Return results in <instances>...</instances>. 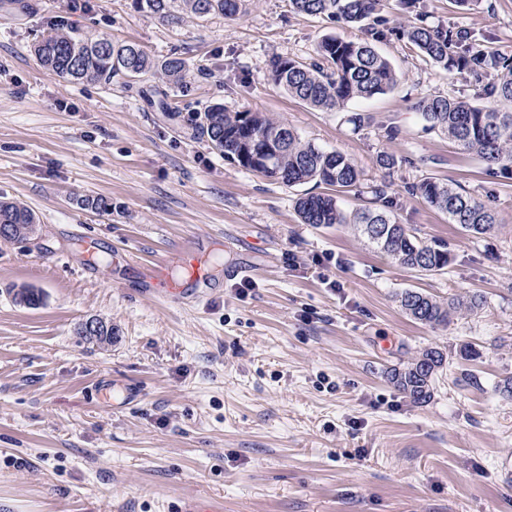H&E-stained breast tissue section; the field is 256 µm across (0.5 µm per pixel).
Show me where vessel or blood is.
I'll return each mask as SVG.
<instances>
[{
	"mask_svg": "<svg viewBox=\"0 0 512 512\" xmlns=\"http://www.w3.org/2000/svg\"><path fill=\"white\" fill-rule=\"evenodd\" d=\"M179 272L171 274L165 262H156L149 270V284L158 288L161 296L169 301L197 295L200 285L210 280L208 268L200 258L194 244L185 245L178 256Z\"/></svg>",
	"mask_w": 512,
	"mask_h": 512,
	"instance_id": "obj_1",
	"label": "vessel or blood"
}]
</instances>
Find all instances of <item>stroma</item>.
Segmentation results:
<instances>
[{
	"instance_id": "stroma-1",
	"label": "stroma",
	"mask_w": 512,
	"mask_h": 512,
	"mask_svg": "<svg viewBox=\"0 0 512 512\" xmlns=\"http://www.w3.org/2000/svg\"><path fill=\"white\" fill-rule=\"evenodd\" d=\"M30 2L21 16L0 0V198L39 219L29 242L0 239V512H184L191 501L223 512H512V398L497 389L512 375V173L423 130L416 104L512 107L395 36L378 45L393 91L331 112L295 101L273 84L272 59L308 61L323 36L365 32L288 0L203 20L162 19L133 0ZM424 4L420 17L399 0L380 12L512 55V0ZM58 16L158 60L178 53L185 76L65 80L33 51ZM212 104L268 114L352 158L362 188L343 208H391L447 241L451 264L423 275L350 225L301 223L295 202L314 183L270 181L192 137L191 119ZM355 112L373 124L354 128ZM383 151L402 158L394 172L378 165ZM427 176L491 208L500 231L466 235L411 195ZM85 196L107 211L82 208ZM87 238L98 242L91 261ZM195 240L211 250L213 288L194 302L158 298L146 269ZM21 288L41 290L43 304L16 305ZM406 288L485 304L433 329L401 309ZM91 318L111 322V344L82 335ZM428 347L446 361L431 400L416 404L388 374ZM107 380L139 398L110 406Z\"/></svg>"
}]
</instances>
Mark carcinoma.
<instances>
[{"label":"carcinoma","mask_w":512,"mask_h":512,"mask_svg":"<svg viewBox=\"0 0 512 512\" xmlns=\"http://www.w3.org/2000/svg\"><path fill=\"white\" fill-rule=\"evenodd\" d=\"M137 8L169 18L172 13L205 18L234 15L240 0H135ZM291 9L309 16H326L363 25L362 40L326 36L316 48V58L306 63L293 58L270 62L273 82L289 96L322 110L343 108L354 99L384 95L397 83L391 61L376 44L394 29L379 14V0H289ZM424 60L448 72L468 73L478 82L488 80L487 94L512 103V56L488 50L456 28L411 26L397 31ZM34 52L40 63L71 81L110 82L115 77L134 80L153 71L168 81L182 78L184 61L173 53L162 61L151 59L134 43L118 44L100 37L86 39L59 18L42 36ZM418 117L426 130H438L464 151L479 156L489 166L512 171V113L499 112L450 96L435 95L420 100ZM192 135L205 138L218 154L253 172V156L265 149L271 165L259 174L289 187L313 182L334 194H306L296 201L303 224L329 227L349 224L369 246L400 266L418 273L444 271L451 260L448 242L427 239L410 231L387 210L362 207L350 212L338 204L336 194L358 192L361 171L339 151H325L304 141L292 129L261 112H227L220 104L210 105L191 124ZM413 195L446 215L452 224L476 238L498 231L495 215L474 196L453 185L426 177L409 186ZM36 223L35 214L24 205L0 200V238L10 242L30 240L26 232ZM17 305L35 308L42 293L21 288L14 293ZM404 312L433 329L446 327L453 316L480 309V295L453 298L447 302L405 289L398 294ZM445 355L425 348L401 368L393 369L391 381L413 403L431 400Z\"/></svg>","instance_id":"cac0c4a2"}]
</instances>
